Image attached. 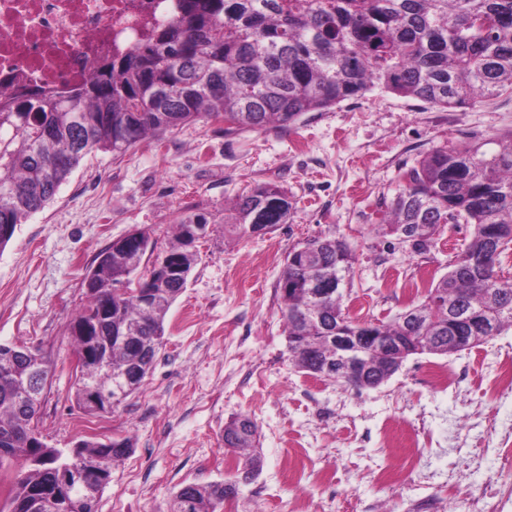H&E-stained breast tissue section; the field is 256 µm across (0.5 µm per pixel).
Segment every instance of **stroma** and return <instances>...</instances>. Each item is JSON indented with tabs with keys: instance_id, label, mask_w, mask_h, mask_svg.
<instances>
[{
	"instance_id": "1",
	"label": "stroma",
	"mask_w": 512,
	"mask_h": 512,
	"mask_svg": "<svg viewBox=\"0 0 512 512\" xmlns=\"http://www.w3.org/2000/svg\"><path fill=\"white\" fill-rule=\"evenodd\" d=\"M511 133V92L446 109L375 88L284 129L228 136L223 122L205 119L145 139L121 157L86 156L0 252V343L53 348L41 408L49 445L66 450L86 437L132 438L97 512H164L181 486L230 478L224 426L241 415L258 426L261 467L221 512H410V502L424 497L468 512V498L503 468L497 430L512 425V392L487 389L512 358V330L448 356H408L382 385L357 391L291 364L277 286L289 252L333 234L356 254L346 311L393 320L409 303L411 281L422 273L438 281L472 232L468 224L447 225L422 254L372 233L403 173L436 147ZM261 182L286 190L287 223L242 239L225 236L228 204ZM189 214L204 215L209 233L168 311L146 385L114 411L86 417L70 401V325L86 301L87 270L137 229L166 249L173 224ZM431 363L458 373L459 384L432 388L423 376ZM387 427L418 431L419 445L384 442ZM476 449L485 452L478 469L467 464ZM292 454L308 479L292 478ZM409 456L426 480L397 488L376 481L377 469ZM452 470L458 480L451 486Z\"/></svg>"
}]
</instances>
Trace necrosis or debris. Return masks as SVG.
I'll return each mask as SVG.
<instances>
[{"label":"necrosis or debris","instance_id":"1","mask_svg":"<svg viewBox=\"0 0 512 512\" xmlns=\"http://www.w3.org/2000/svg\"><path fill=\"white\" fill-rule=\"evenodd\" d=\"M180 0H0V101L32 84L86 79L101 57L144 44Z\"/></svg>","mask_w":512,"mask_h":512}]
</instances>
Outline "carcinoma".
<instances>
[{"instance_id":"1","label":"carcinoma","mask_w":512,"mask_h":512,"mask_svg":"<svg viewBox=\"0 0 512 512\" xmlns=\"http://www.w3.org/2000/svg\"><path fill=\"white\" fill-rule=\"evenodd\" d=\"M181 14L156 30L148 43L96 63L81 84L33 86L0 104V225L12 228L42 210L81 160L95 151L122 155L140 141L161 138L192 121L221 119L224 133L266 130L296 123L307 112H323L357 99L374 87L442 108H459L512 91V0H181ZM233 223L224 230L243 238L251 225L274 229L288 223V195L272 183H257L234 201ZM200 214L176 225L167 257L190 275L198 255L187 248L189 225L205 224ZM448 224H470L465 249L420 303L430 317L417 324L402 312L390 323L369 322L376 334L425 336L423 352L448 355V309L480 307L493 294L496 332L512 329V280L501 268L482 269L489 242L497 257L512 246V136L500 150L439 147L406 171L389 214L374 231L407 236L421 254ZM140 246L113 242L104 249L109 265L95 273L88 302L76 325L98 331L73 335L76 353L112 338V370L139 362L146 347L165 336L167 313L185 283L176 278L151 288V301L115 293L113 285L133 271L147 280ZM355 256L334 235H324L288 253L278 291L288 357L300 371L360 385L345 377L330 358V336H362L364 322L343 312L336 295L315 300L311 285L331 284L352 271ZM376 386L390 378L393 363L367 358ZM50 372L45 353L0 355V438L40 430L39 390L28 367ZM115 394L119 385L106 369L80 371L72 402L95 417L85 387ZM258 430L247 416L224 426V447L245 451L237 473L255 477L260 469ZM129 438L84 440L78 449L85 485H52L51 471L68 463L60 449L43 441L0 455V494L9 512H46L33 491L59 496L56 512H95L84 486L101 493L112 464L127 457ZM236 496L231 480L174 492L164 512H216L215 504Z\"/></svg>"}]
</instances>
